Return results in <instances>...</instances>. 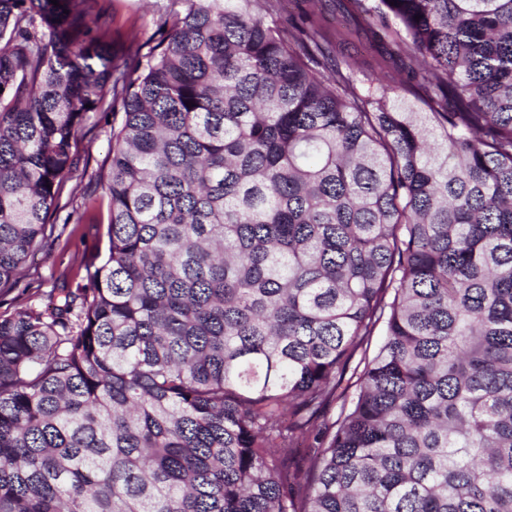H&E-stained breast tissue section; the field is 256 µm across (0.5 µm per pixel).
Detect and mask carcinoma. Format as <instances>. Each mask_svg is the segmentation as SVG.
Wrapping results in <instances>:
<instances>
[{"mask_svg":"<svg viewBox=\"0 0 512 512\" xmlns=\"http://www.w3.org/2000/svg\"><path fill=\"white\" fill-rule=\"evenodd\" d=\"M58 2L0 0V284L119 105L108 256L0 319V512H512V0H353L424 94L251 0L130 67Z\"/></svg>","mask_w":512,"mask_h":512,"instance_id":"carcinoma-1","label":"carcinoma"}]
</instances>
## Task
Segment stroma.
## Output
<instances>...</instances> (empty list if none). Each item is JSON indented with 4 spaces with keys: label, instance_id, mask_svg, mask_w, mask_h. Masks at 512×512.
<instances>
[{
    "label": "stroma",
    "instance_id": "obj_1",
    "mask_svg": "<svg viewBox=\"0 0 512 512\" xmlns=\"http://www.w3.org/2000/svg\"><path fill=\"white\" fill-rule=\"evenodd\" d=\"M112 15L110 34L115 61L147 52L160 39L159 18L170 0H105ZM254 7L268 23L288 27L301 18L317 24L325 44L349 63L359 79L381 71L408 74L418 61L400 51L398 39L383 35L378 18L348 0H256ZM121 113L92 112L77 132L75 168L61 183L58 206L47 220L34 256L19 278L0 284V318L58 300L62 292L81 295L90 273L103 264L108 248V197L103 176L110 165L112 129Z\"/></svg>",
    "mask_w": 512,
    "mask_h": 512
}]
</instances>
